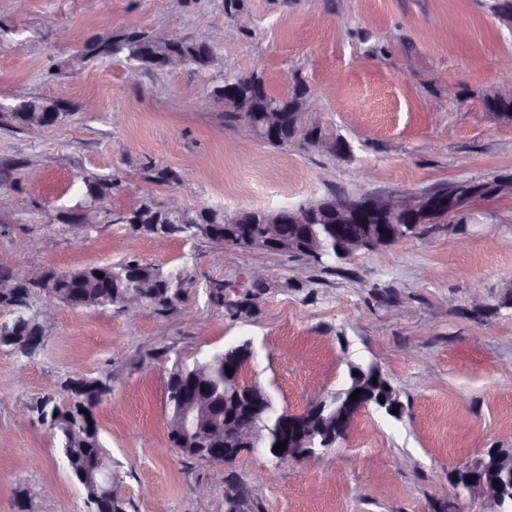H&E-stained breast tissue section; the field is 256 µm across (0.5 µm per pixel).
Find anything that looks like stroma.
Wrapping results in <instances>:
<instances>
[{
  "instance_id": "obj_1",
  "label": "stroma",
  "mask_w": 512,
  "mask_h": 512,
  "mask_svg": "<svg viewBox=\"0 0 512 512\" xmlns=\"http://www.w3.org/2000/svg\"><path fill=\"white\" fill-rule=\"evenodd\" d=\"M491 0H0V105L66 103L58 125L0 119V251L21 271L63 272L135 257L187 280L165 311L135 319L60 307L34 355L0 351V512H82L52 431L19 409L70 398L84 377L106 386L94 408L126 512H482L443 505L449 473L512 448V198L470 203L424 234L317 265L293 253L164 242L119 216L145 200L277 209L332 192L432 189L512 173V123L486 100L512 75V26ZM145 35L204 41L226 71L260 69L267 89L305 85L311 122L344 153L275 147L225 107H199L220 80L145 70L124 57L72 70L77 45ZM41 179H25L27 168ZM168 169L172 179L157 180ZM120 176L97 224L72 223L90 176ZM54 223H47V216ZM266 269L255 282L254 268ZM482 307H473L472 289ZM250 343L241 373L298 412L343 388L353 366L378 368L398 415L369 408L319 462L274 465L264 449L218 464L172 447L166 383L176 360ZM237 489L225 495L226 483Z\"/></svg>"
}]
</instances>
